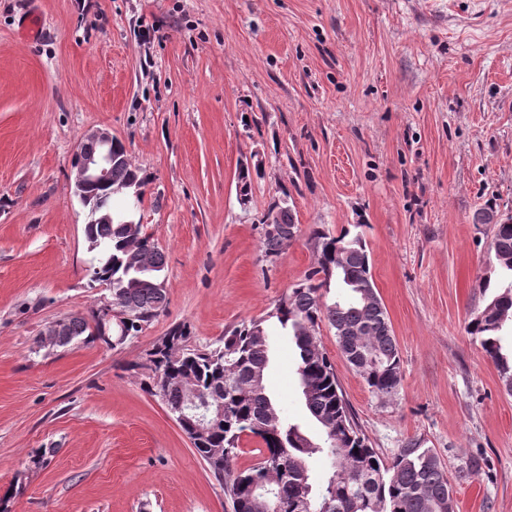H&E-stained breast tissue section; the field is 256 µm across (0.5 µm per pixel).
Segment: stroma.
<instances>
[{
  "label": "stroma",
  "instance_id": "stroma-1",
  "mask_svg": "<svg viewBox=\"0 0 512 512\" xmlns=\"http://www.w3.org/2000/svg\"><path fill=\"white\" fill-rule=\"evenodd\" d=\"M96 129L147 180L135 220L168 304L123 345L48 351L49 325L110 299L75 192ZM283 200L298 233L271 262L261 221ZM483 208L512 216V0H0V512H226L139 365L176 324L203 346L266 315L313 267L314 228L357 226L402 370L379 399L321 327L358 428L454 477L483 453L456 512H512V395L466 331L491 298ZM265 384L307 423L284 333Z\"/></svg>",
  "mask_w": 512,
  "mask_h": 512
}]
</instances>
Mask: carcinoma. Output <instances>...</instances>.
<instances>
[{
    "label": "carcinoma",
    "instance_id": "1",
    "mask_svg": "<svg viewBox=\"0 0 512 512\" xmlns=\"http://www.w3.org/2000/svg\"><path fill=\"white\" fill-rule=\"evenodd\" d=\"M128 183L144 185L129 159L119 156L112 166V188L123 192L111 195L95 188L87 203L112 212L113 223L85 226L90 249L99 255L93 280L112 285V300L126 319L120 326L112 324L108 339L100 327L91 331L85 321L69 319L58 349L80 339L122 345L166 309L161 249L143 232V225L122 223L129 207L124 188ZM236 190L241 202L249 201V169L239 172ZM273 211L276 223L264 225L261 239L268 258L292 244L291 229L296 227L289 206L275 203L268 209ZM492 216V210L483 209L476 219L493 224L498 253L489 256V264L500 274L499 291L483 309L472 312L467 332L494 362L512 394V354L505 353L502 344V332L512 323V218L493 223ZM313 237L316 265L267 315L242 322L212 345H190L184 325L161 338L141 365L153 380L151 393L175 415L189 411L185 379L197 388V400H207L208 430L194 449L223 485L230 512H455L452 485L433 449L410 442L385 460L357 428L334 363L321 346V324L335 329L341 355L381 399L399 391V348L376 289L361 287L371 273L363 236L348 230L332 236L316 229ZM333 277L348 294L327 302L321 289ZM273 319L295 345V372L305 406L319 426L316 438L290 422L266 390ZM269 430L276 439L265 436ZM244 435L263 444L249 465L238 464ZM318 458L333 466V474L321 483L314 482L310 469Z\"/></svg>",
    "mask_w": 512,
    "mask_h": 512
}]
</instances>
